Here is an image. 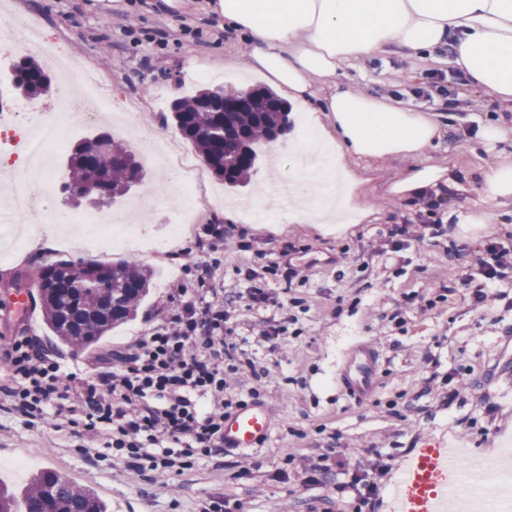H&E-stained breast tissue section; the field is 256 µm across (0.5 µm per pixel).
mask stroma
<instances>
[{
    "label": "stroma",
    "mask_w": 512,
    "mask_h": 512,
    "mask_svg": "<svg viewBox=\"0 0 512 512\" xmlns=\"http://www.w3.org/2000/svg\"><path fill=\"white\" fill-rule=\"evenodd\" d=\"M214 7V0H0L1 12L32 18L42 43L55 46L77 70L100 77L96 127L135 155L134 126L177 136L169 112L174 98L218 83L228 90L264 86L262 76L244 68L246 42L216 23ZM336 80L421 111L442 131L417 160L346 158L362 180L357 202L371 215L343 233L284 224L274 212L225 218V206L252 198L260 185H289V167L274 168L265 144L245 185L231 189L210 174L206 188H184L178 198L167 196L151 162H144L142 182L111 205L139 234L125 248L105 242L93 248L65 233L54 247L25 254L0 237L6 254L0 260V336L35 337L65 373L87 383L104 351L145 333L149 313L166 303L175 279L196 286L197 271L181 266L216 257L204 229L221 225L232 245L216 257L212 283L229 299L234 341L255 364L235 376L230 393L243 397L257 388L274 412L269 439L250 451L249 473L239 470V451L227 450L155 482L118 457L99 458L69 431L32 429L2 410L1 479L19 487L32 474L53 469L97 492L110 512H202L217 498L233 512L283 506L289 512H354V494L337 503L336 484L379 459L387 471L370 475L379 486L375 512H388L391 491L421 436L445 438L449 447L475 457L512 448V200L488 199L483 182L484 172L512 156V112L462 85L447 50L411 64L386 51L342 64ZM487 126L500 129L499 140L480 138ZM417 163L449 167L466 179L444 190L432 209L387 194V186ZM146 194L157 198L153 208L140 207ZM452 211L476 221L449 223ZM428 222L444 225V235L398 247L388 235L395 224ZM491 235L508 250L501 280L483 272ZM60 260L136 262L150 277L149 292L133 320L97 343L63 346L47 329L34 291L40 268ZM292 265L306 268V281L289 280ZM251 269L258 279H248ZM21 273L33 294L29 309L17 311L9 309L8 298ZM479 286L485 297L478 302L472 292ZM254 287L264 290V302L251 301ZM356 342L380 356L379 384L362 401L336 381L344 351ZM317 464L328 466L329 474L312 484L307 477Z\"/></svg>",
    "instance_id": "35a3bbf8"
}]
</instances>
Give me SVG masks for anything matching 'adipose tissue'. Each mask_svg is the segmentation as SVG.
Wrapping results in <instances>:
<instances>
[{
    "mask_svg": "<svg viewBox=\"0 0 512 512\" xmlns=\"http://www.w3.org/2000/svg\"><path fill=\"white\" fill-rule=\"evenodd\" d=\"M225 30L248 41L249 71L282 97L326 119L292 138L290 160L329 159L336 189L315 201L305 175L289 185L288 219L332 224L337 231L367 218L354 208L360 180L343 161L421 156L438 132L407 106L336 82L337 67L394 49L405 62L450 47L464 79L512 105V0H219Z\"/></svg>",
    "mask_w": 512,
    "mask_h": 512,
    "instance_id": "1",
    "label": "adipose tissue"
}]
</instances>
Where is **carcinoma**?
I'll return each mask as SVG.
<instances>
[{
  "label": "carcinoma",
  "mask_w": 512,
  "mask_h": 512,
  "mask_svg": "<svg viewBox=\"0 0 512 512\" xmlns=\"http://www.w3.org/2000/svg\"><path fill=\"white\" fill-rule=\"evenodd\" d=\"M16 94L30 100L52 92V78L32 58L11 60ZM171 112L182 136L194 144L203 163L224 185L234 188L255 169V145L284 135L291 123V109L272 91L250 86L224 91L216 85L192 96L175 99ZM62 191L73 200L107 203L124 196L142 181L139 164L106 132L76 144L68 156ZM49 287L40 292L45 322L61 343L81 347L94 343L113 327L132 319L137 302L148 292V275L134 263L111 266L76 264L61 260L42 268ZM92 272L112 278V294L86 289L69 297L59 292ZM120 295L112 304L111 295ZM108 512L107 504L93 491L79 489L70 479L46 469L34 475L20 492L0 484V512Z\"/></svg>",
  "instance_id": "obj_1"
}]
</instances>
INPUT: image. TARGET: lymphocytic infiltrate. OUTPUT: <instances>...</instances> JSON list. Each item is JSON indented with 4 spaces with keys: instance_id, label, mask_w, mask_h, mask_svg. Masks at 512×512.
I'll return each mask as SVG.
<instances>
[{
    "instance_id": "obj_1",
    "label": "lymphocytic infiltrate",
    "mask_w": 512,
    "mask_h": 512,
    "mask_svg": "<svg viewBox=\"0 0 512 512\" xmlns=\"http://www.w3.org/2000/svg\"><path fill=\"white\" fill-rule=\"evenodd\" d=\"M202 272L196 287L173 285L142 336L101 355L96 382L74 384L31 337H12L0 346L10 370L0 386L9 411L31 427L76 428L84 447L102 445L127 467H149L156 477L223 452L225 417L260 392L226 394L241 360L222 293L207 285L210 266Z\"/></svg>"
}]
</instances>
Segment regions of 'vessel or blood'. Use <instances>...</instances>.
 <instances>
[{
    "mask_svg": "<svg viewBox=\"0 0 512 512\" xmlns=\"http://www.w3.org/2000/svg\"><path fill=\"white\" fill-rule=\"evenodd\" d=\"M379 357L368 344L354 343L337 373V379L355 399L369 398L378 384ZM274 415L264 403L237 409L224 421V446L233 450L261 447L268 440ZM446 441L426 436L408 459L391 501L390 512H444L448 501Z\"/></svg>",
    "mask_w": 512,
    "mask_h": 512,
    "instance_id": "b4317fda",
    "label": "vessel or blood"
}]
</instances>
